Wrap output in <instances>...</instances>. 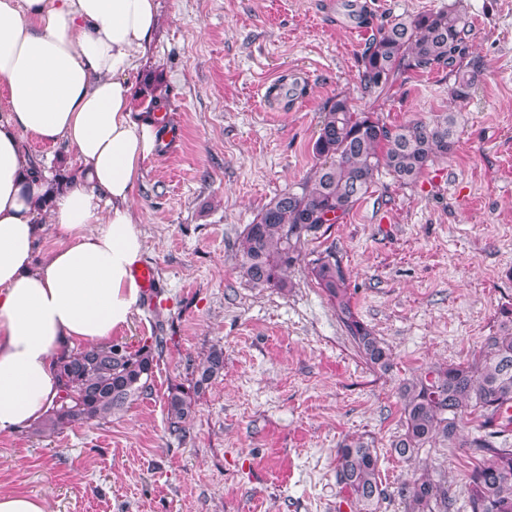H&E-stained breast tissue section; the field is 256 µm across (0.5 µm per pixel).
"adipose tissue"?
<instances>
[{
    "label": "adipose tissue",
    "instance_id": "ef3b65f1",
    "mask_svg": "<svg viewBox=\"0 0 512 512\" xmlns=\"http://www.w3.org/2000/svg\"><path fill=\"white\" fill-rule=\"evenodd\" d=\"M158 26L157 0H0V434L40 422L57 358L107 345L140 303L132 199L158 135L130 74ZM28 134L66 143L78 177L34 175ZM48 223L61 242L36 265Z\"/></svg>",
    "mask_w": 512,
    "mask_h": 512
}]
</instances>
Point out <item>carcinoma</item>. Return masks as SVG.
Wrapping results in <instances>:
<instances>
[{
    "instance_id": "1",
    "label": "carcinoma",
    "mask_w": 512,
    "mask_h": 512,
    "mask_svg": "<svg viewBox=\"0 0 512 512\" xmlns=\"http://www.w3.org/2000/svg\"><path fill=\"white\" fill-rule=\"evenodd\" d=\"M466 22L451 7L395 18L380 25L361 55L359 87L367 96L382 93L399 75L435 67L456 68L451 96L470 95L477 66L464 62ZM148 111L166 110L163 77L148 74L141 90ZM457 119L444 114L426 123L388 126L368 112L354 111L346 97L325 107L320 117L316 154L323 163L298 191L272 199L248 225L239 241L242 268L258 287L288 288L286 272L302 246L331 213L336 223L349 212L385 168L402 183L417 180L437 157L454 145ZM311 273L327 295L358 355L373 369L392 365L389 347L353 310L345 273L333 253L314 260ZM166 345L163 329L154 347L135 352L108 344L76 348L57 365L60 395L38 424L43 436L123 411L151 389L154 360ZM224 375V349L212 346L192 373L191 385L170 388L166 400L168 430L182 434L195 414V396ZM402 433L391 448L401 457L456 439L464 417L478 414L482 433L462 441L473 466L461 483L467 512H512V308H503L497 331L486 337L472 361L435 364L403 380L399 387ZM336 482L359 512H377L385 497L376 449L351 440L336 449ZM394 495L403 512H454L457 498L442 472L405 480Z\"/></svg>"
}]
</instances>
